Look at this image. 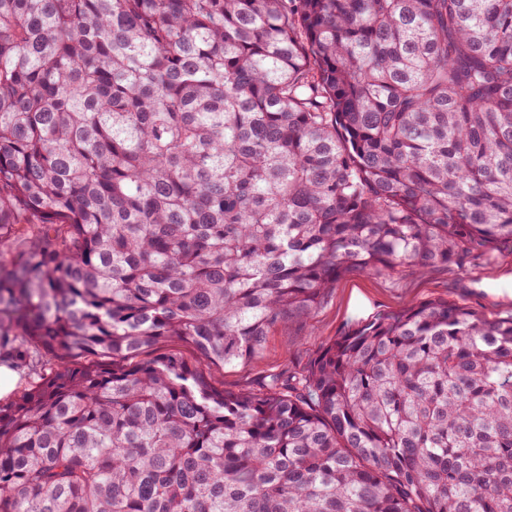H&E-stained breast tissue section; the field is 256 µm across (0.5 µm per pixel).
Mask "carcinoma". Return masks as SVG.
<instances>
[{"mask_svg":"<svg viewBox=\"0 0 512 512\" xmlns=\"http://www.w3.org/2000/svg\"><path fill=\"white\" fill-rule=\"evenodd\" d=\"M510 251L512 0H0V512H512V316L205 378L353 272Z\"/></svg>","mask_w":512,"mask_h":512,"instance_id":"1","label":"carcinoma"}]
</instances>
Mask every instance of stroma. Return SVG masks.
I'll return each instance as SVG.
<instances>
[{
    "instance_id": "obj_1",
    "label": "stroma",
    "mask_w": 512,
    "mask_h": 512,
    "mask_svg": "<svg viewBox=\"0 0 512 512\" xmlns=\"http://www.w3.org/2000/svg\"><path fill=\"white\" fill-rule=\"evenodd\" d=\"M512 277V254L489 260L479 255L460 265H439L425 273L409 267L381 274H354L339 280L315 311L293 317L268 337L262 354L245 364L213 367V387L247 391L272 374L302 372L323 345L377 314L429 299L448 300L489 316L512 315V299L491 295L500 279Z\"/></svg>"
}]
</instances>
